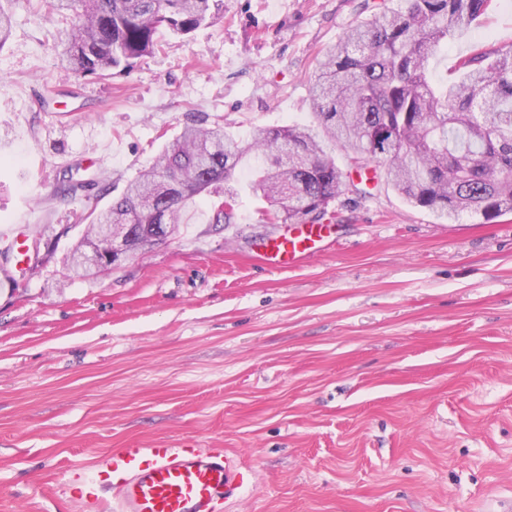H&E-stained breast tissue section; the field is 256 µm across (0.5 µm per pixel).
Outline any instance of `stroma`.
<instances>
[{
  "label": "stroma",
  "mask_w": 512,
  "mask_h": 512,
  "mask_svg": "<svg viewBox=\"0 0 512 512\" xmlns=\"http://www.w3.org/2000/svg\"><path fill=\"white\" fill-rule=\"evenodd\" d=\"M397 0H224V17L109 76L65 71L58 15L11 0L0 46V512H100L121 448H217L257 480L231 512H486L512 502V213L439 219L328 154L356 191L324 218L338 243L271 270L292 224L236 171L234 223L202 195L163 243L90 279L65 260L99 206L152 166L187 115L236 135L312 124L319 60ZM512 45L493 0L434 62ZM17 280H10V273Z\"/></svg>",
  "instance_id": "1"
}]
</instances>
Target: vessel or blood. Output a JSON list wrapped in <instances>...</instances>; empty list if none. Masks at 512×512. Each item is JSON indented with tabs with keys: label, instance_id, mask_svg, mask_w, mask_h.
Here are the masks:
<instances>
[{
	"label": "vessel or blood",
	"instance_id": "1",
	"mask_svg": "<svg viewBox=\"0 0 512 512\" xmlns=\"http://www.w3.org/2000/svg\"><path fill=\"white\" fill-rule=\"evenodd\" d=\"M322 224L266 240L258 261L274 269L294 268L320 252ZM112 512H217L252 483L253 472L230 451L210 448H124L105 464Z\"/></svg>",
	"mask_w": 512,
	"mask_h": 512
}]
</instances>
